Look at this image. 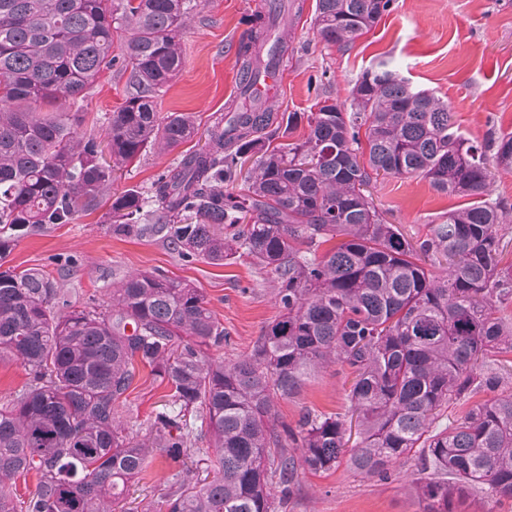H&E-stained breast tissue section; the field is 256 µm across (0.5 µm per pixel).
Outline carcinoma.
I'll return each mask as SVG.
<instances>
[{"label":"carcinoma","mask_w":512,"mask_h":512,"mask_svg":"<svg viewBox=\"0 0 512 512\" xmlns=\"http://www.w3.org/2000/svg\"><path fill=\"white\" fill-rule=\"evenodd\" d=\"M391 7L317 0V35L348 48ZM284 12L269 0L255 15L238 48L241 77L282 65L274 32ZM185 18V0L115 9L112 0H0V259L22 236L95 209L114 173L143 152L194 136L188 114L163 116L156 101L183 66ZM120 20L131 34L116 54ZM114 67L130 70L133 92L109 118L102 149L81 131V109ZM240 98L207 148L183 155L151 194L112 198V234L160 233L182 256L214 264L241 251L280 281V314L249 353L225 360L206 352L225 336L205 295L162 270L126 276L105 312L72 308L39 269L0 271V351L33 375L0 408V512H112L151 458L184 456L196 419L215 476L180 477L167 512H285L299 470L329 471L345 453L355 472L380 479L415 458L407 484L424 512H480L478 489L512 498L511 394L435 426L449 403L496 390L502 378L485 359L512 353V322L500 315L512 303V265L499 252L506 211L490 198L489 167L512 168V132L476 144L458 135L448 103L387 61L362 73L347 106L320 100L285 116L248 105V86ZM301 120L303 138L271 146ZM249 155L246 194L224 191ZM374 173L421 177L472 201L413 244L374 204ZM440 257L435 275L426 264ZM137 363L172 397L145 436L127 432L117 411ZM331 364L355 375L348 411L306 413L295 428L281 421L277 401ZM351 415L360 442L349 449ZM30 474L35 490L23 499L13 485Z\"/></svg>","instance_id":"obj_1"}]
</instances>
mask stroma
Instances as JSON below:
<instances>
[{
  "label": "stroma",
  "instance_id": "stroma-1",
  "mask_svg": "<svg viewBox=\"0 0 512 512\" xmlns=\"http://www.w3.org/2000/svg\"><path fill=\"white\" fill-rule=\"evenodd\" d=\"M267 0H191L181 33L185 62L176 79L160 93L161 113H189L196 135L174 151H147L114 180L118 194L134 188L150 193L158 176L182 155L204 147L206 131L223 117L238 94L237 48L252 13ZM291 20L283 30L288 58L287 82L271 102L276 112H306L316 101L346 100L365 68L391 61L419 89L448 102L455 128L473 141L512 132V0H393L388 14L349 50L325 46L316 33V0H288ZM127 73L113 69L99 75L83 103L88 122L103 134L107 118L127 97ZM370 191L375 205L409 241L423 238L430 225L442 222L466 198L436 191L419 177L378 179ZM110 202L102 200L72 223L21 237L4 268L17 272L38 268L53 278L73 306L108 308L110 290L135 271L164 270L193 284L206 296L227 339L212 348L230 360L249 353L280 308L279 283L245 256L215 265L172 251L158 234L117 236L108 219ZM351 378L338 365L322 369L291 398L279 400L282 421L296 425L304 412L344 411ZM171 402L165 384L139 369L119 413L128 431L149 432L158 412ZM190 457L172 461L155 457L144 475L131 482L116 503V512H155L172 492L179 474L190 469L208 476L214 457L200 430L188 438ZM413 462L397 465L386 480L365 478L347 464L319 473L302 471L288 499L287 512H423L408 490Z\"/></svg>",
  "mask_w": 512,
  "mask_h": 512
}]
</instances>
